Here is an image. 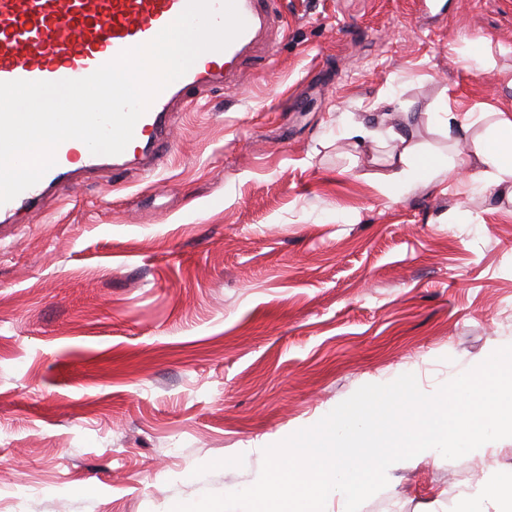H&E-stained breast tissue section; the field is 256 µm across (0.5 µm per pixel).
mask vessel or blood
Listing matches in <instances>:
<instances>
[{
	"label": "vessel or blood",
	"instance_id": "1",
	"mask_svg": "<svg viewBox=\"0 0 512 512\" xmlns=\"http://www.w3.org/2000/svg\"><path fill=\"white\" fill-rule=\"evenodd\" d=\"M187 0H0V81L81 79L123 50L150 42L184 10ZM278 0H236L245 30L224 50L165 87L134 127L114 165L137 160L158 169L172 145V114L195 92L235 82L238 69L281 20ZM101 156L61 143L55 164L38 183L0 204V222L19 209L38 210L51 190L72 184L76 173L100 165Z\"/></svg>",
	"mask_w": 512,
	"mask_h": 512
}]
</instances>
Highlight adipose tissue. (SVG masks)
I'll list each match as a JSON object with an SVG mask.
<instances>
[{
	"label": "adipose tissue",
	"mask_w": 512,
	"mask_h": 512,
	"mask_svg": "<svg viewBox=\"0 0 512 512\" xmlns=\"http://www.w3.org/2000/svg\"><path fill=\"white\" fill-rule=\"evenodd\" d=\"M416 118L406 113L401 127L389 128L387 135L399 147L391 154L392 163L431 170L434 160L420 154L414 143ZM461 168L487 177L493 184L512 193V119L500 117L491 123L485 134L473 143L472 151L462 158ZM469 501L474 512H512V472L493 475L488 483L471 494Z\"/></svg>",
	"instance_id": "ef3b65f1"
}]
</instances>
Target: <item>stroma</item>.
<instances>
[{
    "label": "stroma",
    "mask_w": 512,
    "mask_h": 512,
    "mask_svg": "<svg viewBox=\"0 0 512 512\" xmlns=\"http://www.w3.org/2000/svg\"><path fill=\"white\" fill-rule=\"evenodd\" d=\"M280 0L269 58L190 97L156 172L104 166L0 224V512H169L366 384L512 345V198L398 175L355 123L457 162L512 117V0ZM469 116L448 129L442 107ZM512 438L430 451L360 512H463Z\"/></svg>",
    "instance_id": "obj_1"
}]
</instances>
